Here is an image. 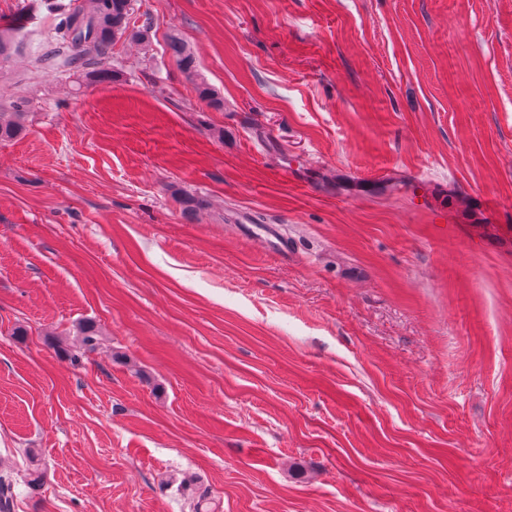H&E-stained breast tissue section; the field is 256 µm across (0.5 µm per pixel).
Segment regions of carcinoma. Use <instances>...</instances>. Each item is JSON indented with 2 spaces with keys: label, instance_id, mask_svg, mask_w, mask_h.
<instances>
[{
  "label": "carcinoma",
  "instance_id": "cac0c4a2",
  "mask_svg": "<svg viewBox=\"0 0 512 512\" xmlns=\"http://www.w3.org/2000/svg\"><path fill=\"white\" fill-rule=\"evenodd\" d=\"M136 0H74L58 11L53 35L36 51L34 61L39 66L67 70L78 68V79L83 84H108L121 80L122 70L106 67L101 61L112 57L117 43L129 38L145 45L151 43L150 26L135 25L133 21ZM167 48L179 71L193 85L199 101L219 108L223 100L208 84L198 80L194 53L176 34L167 38ZM25 51V43L14 27L0 29V60L6 61ZM28 101L20 100L0 110V141H13L26 132ZM76 335L79 355L95 351L102 341L98 325L85 320L78 323ZM11 475H0V512H14Z\"/></svg>",
  "mask_w": 512,
  "mask_h": 512
}]
</instances>
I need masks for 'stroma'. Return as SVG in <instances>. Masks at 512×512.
Here are the masks:
<instances>
[{"label": "stroma", "mask_w": 512, "mask_h": 512, "mask_svg": "<svg viewBox=\"0 0 512 512\" xmlns=\"http://www.w3.org/2000/svg\"><path fill=\"white\" fill-rule=\"evenodd\" d=\"M23 3L0 0L31 46L0 64V104L30 101L0 143L14 512L204 489L219 512H512V0H137L150 46L82 87L36 66L54 18ZM82 320L106 340L74 362ZM167 48L179 71L193 85V90L198 100L205 103L208 107H221L223 100L215 90L204 81L198 82L196 58L185 42L178 35L170 34L167 38Z\"/></svg>", "instance_id": "obj_1"}]
</instances>
